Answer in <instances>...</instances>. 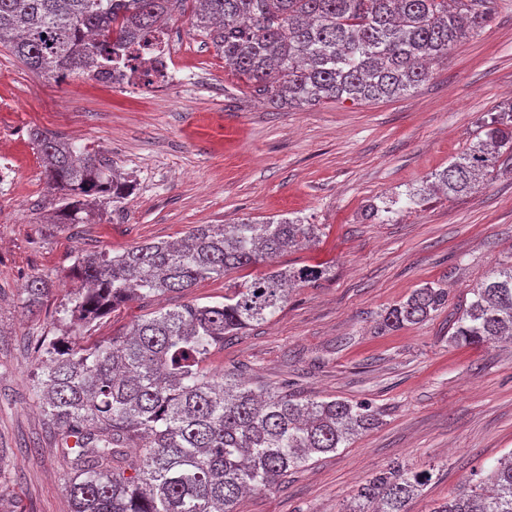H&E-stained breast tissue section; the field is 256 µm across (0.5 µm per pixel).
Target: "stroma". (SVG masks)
I'll return each mask as SVG.
<instances>
[{
	"instance_id": "obj_1",
	"label": "stroma",
	"mask_w": 512,
	"mask_h": 512,
	"mask_svg": "<svg viewBox=\"0 0 512 512\" xmlns=\"http://www.w3.org/2000/svg\"><path fill=\"white\" fill-rule=\"evenodd\" d=\"M167 26L177 78L165 83H59L0 47V168L21 173L0 181V512H70L71 464L33 391V344L62 333L76 256L174 240L197 224L285 217L318 225V237L190 291L122 305L85 340L122 335L162 307L223 301L225 286L273 266H326L328 278L294 288L271 321L225 337L208 366L257 391L366 401L382 422L245 497L238 512H344L362 485L397 464L432 467L408 504L432 512L512 452V342L450 339L472 288L512 259V169L456 199L429 190L478 120L512 101V0H494L485 27L433 63L414 92L302 109L256 99L186 17ZM35 129L103 150L130 181L128 197L95 223L47 224L55 197ZM420 189L424 201L409 203ZM376 207L386 219L371 217ZM36 275L54 285L30 313L23 288ZM427 283L447 289V307L381 329L382 315Z\"/></svg>"
}]
</instances>
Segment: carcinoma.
Masks as SVG:
<instances>
[{"label":"carcinoma","instance_id":"obj_1","mask_svg":"<svg viewBox=\"0 0 512 512\" xmlns=\"http://www.w3.org/2000/svg\"><path fill=\"white\" fill-rule=\"evenodd\" d=\"M190 13L191 27L268 102L303 108L325 101L402 97L429 78L428 64L481 30L490 0H0V47L24 66L63 82L106 80L124 54L152 58L164 76L158 22ZM55 224H86L92 208L125 199L128 185L97 154L31 131ZM512 165V102L482 119L476 140L432 186L450 197L480 187L479 176ZM290 218L197 224L180 239L151 241L113 256L82 253L80 283L62 309L63 335L36 342L34 390L60 447L73 455L71 512H237L244 495L269 489L314 454L334 452L376 427L368 402L256 392L203 367L224 337L271 320L288 289L326 279L325 267L288 266L224 290V302L186 304L144 316L129 333L90 346L71 341L115 308L258 263L318 236ZM24 288L34 310L52 287ZM451 340L512 338V261L472 289ZM448 302L426 284L382 316L387 329L423 322ZM141 449L130 458L128 450ZM131 471L125 475V471ZM431 480L428 469L394 467L357 491L345 512H407ZM433 512H512V453L470 491Z\"/></svg>","mask_w":512,"mask_h":512}]
</instances>
